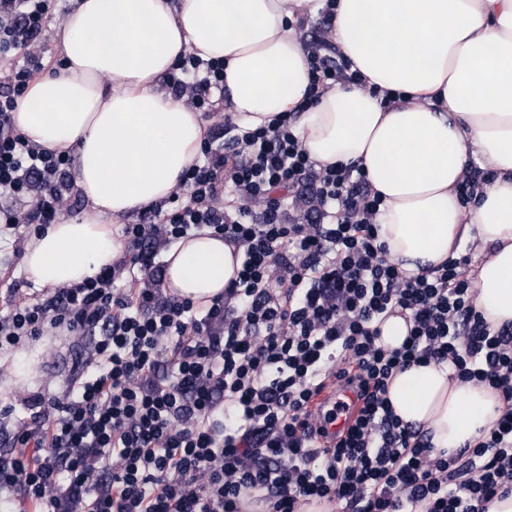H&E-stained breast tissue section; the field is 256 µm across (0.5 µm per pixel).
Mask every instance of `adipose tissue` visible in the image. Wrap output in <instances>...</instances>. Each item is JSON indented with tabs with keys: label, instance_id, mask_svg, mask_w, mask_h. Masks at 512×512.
<instances>
[{
	"label": "adipose tissue",
	"instance_id": "1",
	"mask_svg": "<svg viewBox=\"0 0 512 512\" xmlns=\"http://www.w3.org/2000/svg\"><path fill=\"white\" fill-rule=\"evenodd\" d=\"M312 0H72L55 28L65 66L32 81L14 114L32 143L74 155L83 214L46 227L19 274L36 288L71 286L117 259L121 218L165 200L199 155L206 125L162 85L181 57L224 62L242 127L293 110L309 84L296 14ZM332 37L366 78L336 87L303 112L296 134L315 162L361 163L384 197L378 217L390 259L440 265L466 243L487 250L475 306L493 326L512 322V0H339ZM401 92L383 107L369 85ZM497 178L464 206L468 160ZM166 282L206 305L240 268L209 232L165 255ZM448 367L396 374L388 397L434 447L475 440L500 401L457 385Z\"/></svg>",
	"mask_w": 512,
	"mask_h": 512
}]
</instances>
